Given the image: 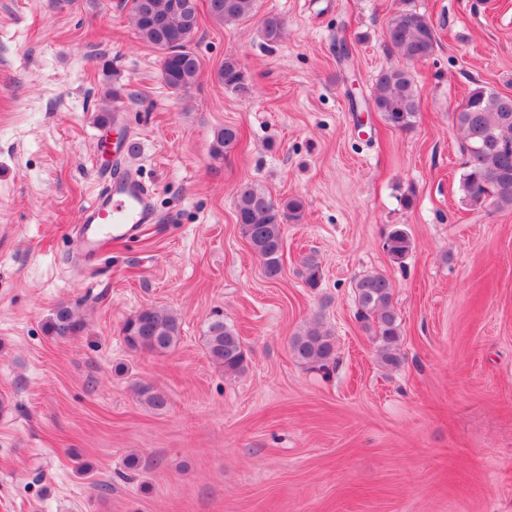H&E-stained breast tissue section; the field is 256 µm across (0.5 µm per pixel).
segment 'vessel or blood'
I'll list each match as a JSON object with an SVG mask.
<instances>
[{
    "mask_svg": "<svg viewBox=\"0 0 512 512\" xmlns=\"http://www.w3.org/2000/svg\"><path fill=\"white\" fill-rule=\"evenodd\" d=\"M154 219L146 186L129 174L112 176L82 211V248L87 254H96L111 242L137 235L142 225Z\"/></svg>",
    "mask_w": 512,
    "mask_h": 512,
    "instance_id": "vessel-or-blood-1",
    "label": "vessel or blood"
}]
</instances>
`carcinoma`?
<instances>
[{"label":"carcinoma","mask_w":512,"mask_h":512,"mask_svg":"<svg viewBox=\"0 0 512 512\" xmlns=\"http://www.w3.org/2000/svg\"><path fill=\"white\" fill-rule=\"evenodd\" d=\"M134 21L139 37L162 52L161 73L165 84L180 91L190 87L201 71V61L189 49L199 27L197 0H134ZM209 11L218 22L252 18L257 0H209ZM285 24L276 14L260 19V35L266 45L279 43ZM384 39L404 61L379 72L375 80L372 102L393 126L409 130L420 108V98L410 66L432 56L438 45L433 23L413 10L402 9L389 19ZM224 87L246 94L248 86L237 58L227 56L219 70ZM461 136L460 152L464 157L460 174L463 200L473 209L492 206L512 210V95H503L478 86L469 92L454 112ZM239 130L224 125L215 130L212 151L226 155L237 146ZM304 202L297 197L275 200L264 189L253 184L240 187L235 201L236 222L252 248L263 258L266 279L282 276L284 225L302 217ZM384 248L395 260L404 259L411 240L402 229L392 230ZM301 276L310 288L319 286L322 268L314 254L303 257ZM357 318L372 332L380 361L391 368L401 365L399 348L400 318L396 311L391 281L383 274L360 277L355 282ZM83 328L66 306L56 309L48 323V331L67 336ZM123 337L134 351L165 354L181 340V321L162 307H149L137 312L124 323ZM206 354L212 363L226 373L239 371L246 361V350L235 328L222 319L213 320L204 336ZM294 356L304 364L322 369L335 360L336 343L329 330L313 322L291 341ZM137 394L142 402L154 408L165 405L164 396L150 385H140Z\"/></svg>","instance_id":"1"}]
</instances>
